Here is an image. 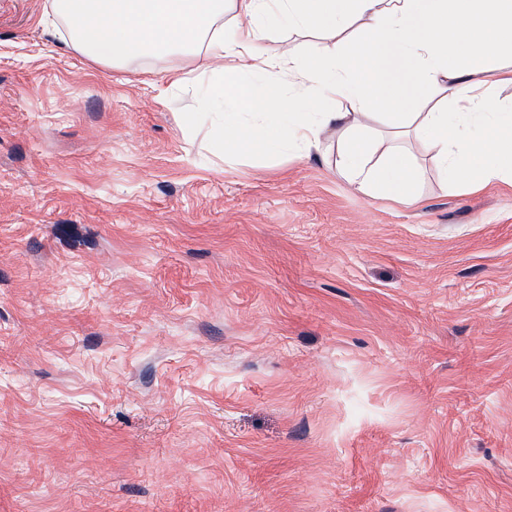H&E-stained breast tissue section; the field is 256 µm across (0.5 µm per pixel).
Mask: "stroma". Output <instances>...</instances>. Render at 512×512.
I'll return each mask as SVG.
<instances>
[{
    "label": "stroma",
    "mask_w": 512,
    "mask_h": 512,
    "mask_svg": "<svg viewBox=\"0 0 512 512\" xmlns=\"http://www.w3.org/2000/svg\"><path fill=\"white\" fill-rule=\"evenodd\" d=\"M0 0V512H512V186L224 162L171 55Z\"/></svg>",
    "instance_id": "35a3bbf8"
}]
</instances>
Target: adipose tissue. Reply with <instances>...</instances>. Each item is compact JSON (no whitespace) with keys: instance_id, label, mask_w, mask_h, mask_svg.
Returning <instances> with one entry per match:
<instances>
[{"instance_id":"adipose-tissue-1","label":"adipose tissue","mask_w":512,"mask_h":512,"mask_svg":"<svg viewBox=\"0 0 512 512\" xmlns=\"http://www.w3.org/2000/svg\"><path fill=\"white\" fill-rule=\"evenodd\" d=\"M71 48L115 69L206 54L224 76L216 155L333 157L365 195L417 200L426 165L512 185V0H52ZM288 23L307 58L262 46ZM346 108L331 111V104Z\"/></svg>"}]
</instances>
